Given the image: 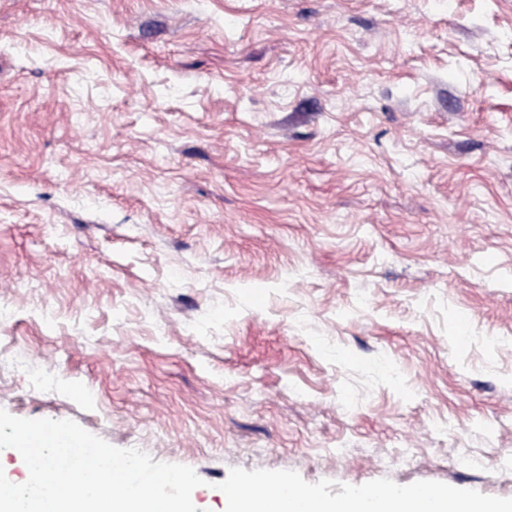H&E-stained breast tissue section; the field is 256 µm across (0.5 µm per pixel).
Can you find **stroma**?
Returning a JSON list of instances; mask_svg holds the SVG:
<instances>
[{"label": "stroma", "instance_id": "obj_1", "mask_svg": "<svg viewBox=\"0 0 512 512\" xmlns=\"http://www.w3.org/2000/svg\"><path fill=\"white\" fill-rule=\"evenodd\" d=\"M0 409L512 497V0H0Z\"/></svg>", "mask_w": 512, "mask_h": 512}]
</instances>
